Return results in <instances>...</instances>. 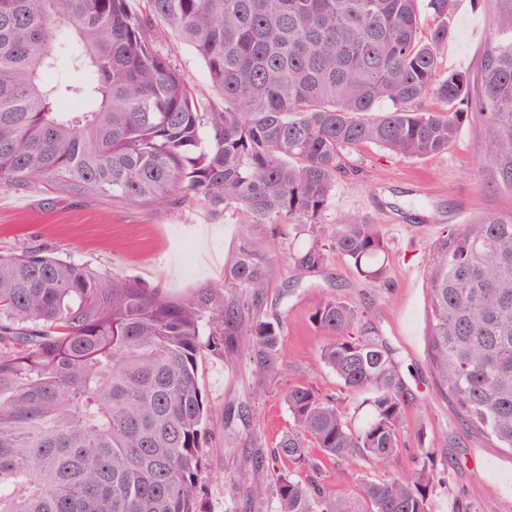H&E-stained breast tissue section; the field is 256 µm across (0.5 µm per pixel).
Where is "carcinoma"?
Masks as SVG:
<instances>
[{
    "label": "carcinoma",
    "instance_id": "cac0c4a2",
    "mask_svg": "<svg viewBox=\"0 0 512 512\" xmlns=\"http://www.w3.org/2000/svg\"><path fill=\"white\" fill-rule=\"evenodd\" d=\"M145 2L0 0L1 189L47 183L137 208L202 199L248 226H315L350 150L438 155L475 116L482 185L512 193V0L475 77L440 68L454 0H426V41L419 0ZM167 32L194 49L213 95L185 79ZM426 97L441 108H418ZM387 248L354 217L292 261L310 273L334 251L381 285ZM430 266L437 387L466 428L512 451V214L452 228ZM273 274L249 241L225 293L178 301L35 251L0 254V512H200L201 324L251 337L250 363L270 373L279 326L244 311ZM310 320L346 397L288 388L277 512H435L454 464L439 473L427 451L406 474L361 478L354 498L303 475L313 448L342 466L396 456L412 400L386 344L358 333V310L327 298Z\"/></svg>",
    "mask_w": 512,
    "mask_h": 512
}]
</instances>
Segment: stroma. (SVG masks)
Wrapping results in <instances>:
<instances>
[{"label": "stroma", "mask_w": 512, "mask_h": 512, "mask_svg": "<svg viewBox=\"0 0 512 512\" xmlns=\"http://www.w3.org/2000/svg\"><path fill=\"white\" fill-rule=\"evenodd\" d=\"M499 8V0H456L448 44L440 51L443 70L476 74ZM481 153L475 119L439 155L405 159L375 144L350 153L353 170L337 184L323 221L360 215L380 225L388 244L384 288L371 287L333 252L317 271L298 270L292 256L311 241L299 229L249 228L234 210L219 215L201 199L134 209L45 184L0 189V253L38 250L135 278L174 300L222 284L225 266L246 241L274 262L275 275L249 313L280 327L275 375H257L245 354H228L217 336L199 360L198 380L209 405L197 487L201 512H277L274 485L285 465L273 459L272 449L292 424L285 392L305 383L325 395L341 393L320 359L325 337L309 321L331 296L361 311L363 324L386 342L413 399L397 456L349 468L322 457L313 480L352 497L360 477L409 472L423 449L432 452L436 470L449 459L458 462L451 483L437 490L436 512H453L461 496L478 512H512V451L490 447L482 435L463 429L455 407L437 391L427 357L430 254L447 230L485 212L512 213V194L489 192L479 180Z\"/></svg>", "instance_id": "obj_1"}]
</instances>
